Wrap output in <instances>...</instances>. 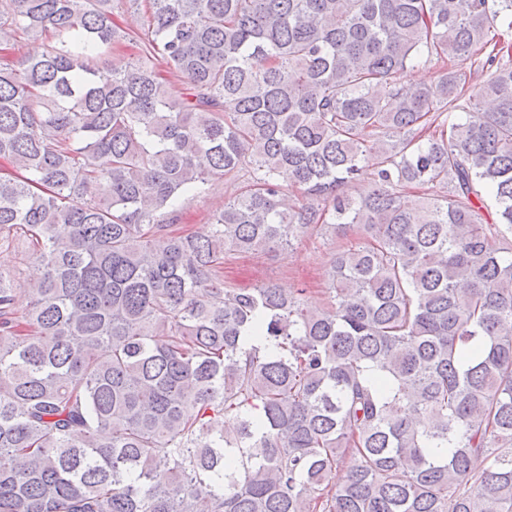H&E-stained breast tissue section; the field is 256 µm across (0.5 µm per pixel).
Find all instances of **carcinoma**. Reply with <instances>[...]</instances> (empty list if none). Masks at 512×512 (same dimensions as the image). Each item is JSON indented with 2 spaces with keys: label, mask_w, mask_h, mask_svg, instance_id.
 Listing matches in <instances>:
<instances>
[{
  "label": "carcinoma",
  "mask_w": 512,
  "mask_h": 512,
  "mask_svg": "<svg viewBox=\"0 0 512 512\" xmlns=\"http://www.w3.org/2000/svg\"><path fill=\"white\" fill-rule=\"evenodd\" d=\"M504 22L512 0H0V249L39 268L23 310L0 271V512H512ZM242 169L210 234L175 229ZM348 229L322 310L224 287L227 255ZM141 54L139 43L135 41H125L115 45L112 51L102 55L98 59L100 67L112 69V66H121L132 58H136ZM441 71V63L435 64V62H432L426 65H420L419 68H415L413 71L408 70L402 73L400 75L399 84L403 86L410 82L433 83L437 80Z\"/></svg>",
  "instance_id": "carcinoma-1"
}]
</instances>
